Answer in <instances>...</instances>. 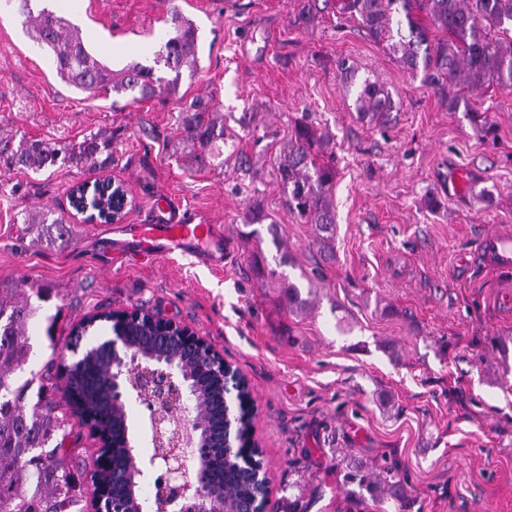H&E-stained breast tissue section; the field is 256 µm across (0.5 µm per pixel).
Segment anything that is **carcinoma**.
I'll return each instance as SVG.
<instances>
[{
  "label": "carcinoma",
  "mask_w": 512,
  "mask_h": 512,
  "mask_svg": "<svg viewBox=\"0 0 512 512\" xmlns=\"http://www.w3.org/2000/svg\"><path fill=\"white\" fill-rule=\"evenodd\" d=\"M16 2L28 36L50 55L57 77L84 93H131L136 101L175 97L183 71L193 70L198 63L197 27L177 6L171 10L153 65L131 62L114 70L88 50L82 32L64 17L45 8L34 11L31 0ZM336 8L358 17L368 34L386 43L411 74L423 73V81L448 101L450 110L462 103L459 93L449 91L451 87L462 85L472 92L493 84L512 87V0H339ZM420 13L442 37L430 38ZM355 104L361 117L383 122L394 109L389 90L368 78L360 85ZM180 112L184 140L194 148L191 160L205 163L219 157L216 144L224 141V123L215 118V105L196 98L184 103ZM321 141L313 125L295 122L288 149L279 156L276 183L288 209L316 225L319 248L329 254L335 235L331 190L336 172L315 161L314 149ZM11 165L35 173L55 167L103 171L112 166V138L95 133L63 146L23 138L12 149ZM266 219L260 201L248 204L245 225ZM23 223L50 239L53 233H62L67 220L45 207L26 213ZM250 267L262 282L276 285L288 312L301 313L309 307L310 299L302 296L300 288L265 265L264 258L253 257ZM50 298L48 288H19L10 297L0 294V512H85L90 463L67 446L74 426L83 422L61 395L67 384L61 374L64 357L56 356L38 373L25 371L33 351L29 325ZM128 331L133 345L191 378L207 423L202 434L208 445L203 462L208 482L214 492L224 493V512H248L261 487L256 471L240 458L246 449L215 446V439L224 432L220 381L192 359L179 340L158 339V330L146 319L130 322ZM81 380L88 390L86 411L95 423L112 427L118 439L112 448V476L106 483L126 500L131 512L148 509L147 498L131 493L129 477L135 459L127 446L130 425L121 412L110 408V374L101 356L88 353L82 358ZM367 468L356 464L348 475L359 490L379 502L403 497V479L394 467L380 465L371 476L365 474Z\"/></svg>",
  "instance_id": "obj_1"
}]
</instances>
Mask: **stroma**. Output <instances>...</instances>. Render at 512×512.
I'll return each instance as SVG.
<instances>
[{"label": "stroma", "instance_id": "1", "mask_svg": "<svg viewBox=\"0 0 512 512\" xmlns=\"http://www.w3.org/2000/svg\"><path fill=\"white\" fill-rule=\"evenodd\" d=\"M56 0L94 53L113 68L149 64L172 6L198 28L199 67L178 97L86 99L55 77L22 17L0 11V293L48 288L44 312L68 336L83 317L143 309L188 325L248 378L276 512H512V289L477 260L482 238L512 230V88L469 93L498 138L480 139L465 110H449L385 44L318 0ZM353 65L346 77L343 64ZM396 104L386 126L362 120L364 78ZM213 99L224 121V163L187 158L179 103ZM472 110V111H473ZM324 135L321 159L336 168L334 252L320 255L315 225L289 212L275 182L293 122ZM103 131L108 175L130 192L119 224H87L68 190L97 171L38 173L10 166L4 145L21 138L65 145ZM467 181L449 195L448 176ZM436 196L437 209L424 200ZM168 196L220 227L224 267L190 254L143 258L135 225ZM261 200L278 229L244 238L243 213ZM63 212L68 233L36 241L23 213ZM269 265L311 305L289 313ZM396 465L404 502L355 497L347 461Z\"/></svg>", "mask_w": 512, "mask_h": 512}]
</instances>
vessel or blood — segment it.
<instances>
[{"label":"vessel or blood","instance_id":"1","mask_svg":"<svg viewBox=\"0 0 512 512\" xmlns=\"http://www.w3.org/2000/svg\"><path fill=\"white\" fill-rule=\"evenodd\" d=\"M215 228L210 224L194 223L186 213L173 212L160 217L151 224L139 227V238L144 255H153L155 248L164 252L181 251L184 253H206L209 262L217 267L223 266L224 255L210 249L215 238ZM480 252L492 269L499 272L512 270V236L504 233L487 235L481 242Z\"/></svg>","mask_w":512,"mask_h":512}]
</instances>
